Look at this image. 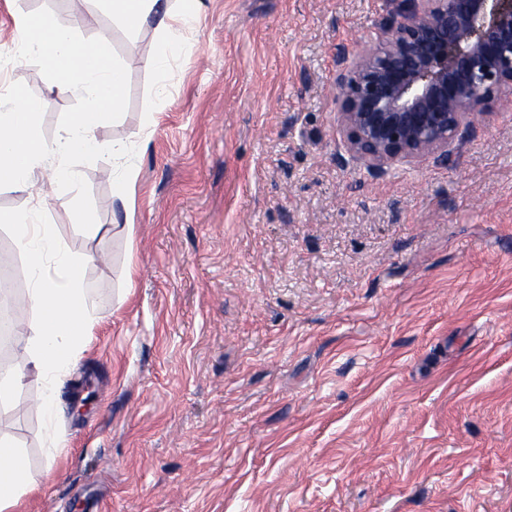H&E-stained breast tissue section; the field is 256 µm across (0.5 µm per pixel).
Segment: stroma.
I'll return each mask as SVG.
<instances>
[{
	"instance_id": "1",
	"label": "stroma",
	"mask_w": 512,
	"mask_h": 512,
	"mask_svg": "<svg viewBox=\"0 0 512 512\" xmlns=\"http://www.w3.org/2000/svg\"><path fill=\"white\" fill-rule=\"evenodd\" d=\"M388 0H201L167 55L104 0H0L125 60L96 152L32 180L97 303L62 389L26 373L0 438L41 483L23 512H512V100L447 164L341 166L336 57ZM39 133L91 109L80 77L22 72ZM124 143L133 195L114 194ZM99 229L77 227V210ZM13 325L27 262L0 226Z\"/></svg>"
}]
</instances>
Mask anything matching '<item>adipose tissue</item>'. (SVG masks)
Returning <instances> with one entry per match:
<instances>
[{
	"instance_id": "ef3b65f1",
	"label": "adipose tissue",
	"mask_w": 512,
	"mask_h": 512,
	"mask_svg": "<svg viewBox=\"0 0 512 512\" xmlns=\"http://www.w3.org/2000/svg\"><path fill=\"white\" fill-rule=\"evenodd\" d=\"M105 2L119 21H154L173 47L178 44L180 24L192 18L189 12H175L170 0ZM13 20L20 58H40L61 86H69L72 75H80L97 106L96 111L73 114L64 135L48 142L37 133L39 115L23 85H16L9 95H0V183L28 193L33 210L38 211L45 206L47 194L31 181L32 170L48 165L64 175L71 154L95 149L91 127L100 112L119 107L124 64L110 55L105 38L77 41L69 27L44 16L18 13ZM0 223L11 225L28 267V304L33 315L24 323L26 339L19 344L18 355L46 380L38 408L54 423L65 413L58 388L95 312L83 286L86 260L61 247L48 225L19 224L10 214H0ZM39 487L23 456L9 444L0 445V512H12L22 497Z\"/></svg>"
}]
</instances>
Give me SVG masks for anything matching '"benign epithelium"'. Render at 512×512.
Returning <instances> with one entry per match:
<instances>
[{
  "mask_svg": "<svg viewBox=\"0 0 512 512\" xmlns=\"http://www.w3.org/2000/svg\"><path fill=\"white\" fill-rule=\"evenodd\" d=\"M368 49L337 61L345 154L381 175L402 161L448 162L477 117L512 97V0H391Z\"/></svg>",
  "mask_w": 512,
  "mask_h": 512,
  "instance_id": "7a95c632",
  "label": "benign epithelium"
}]
</instances>
